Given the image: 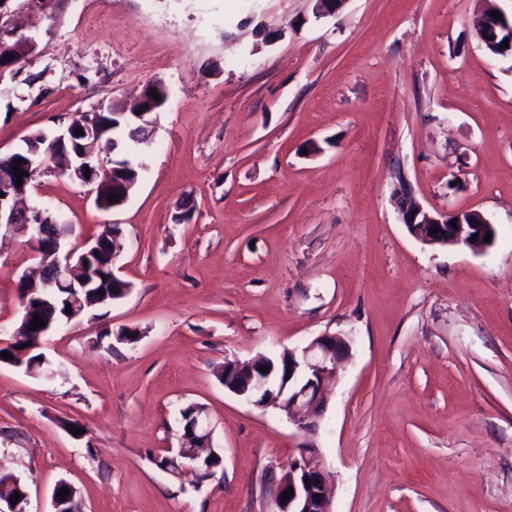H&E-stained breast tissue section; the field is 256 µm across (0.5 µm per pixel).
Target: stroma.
Segmentation results:
<instances>
[{"label": "stroma", "mask_w": 512, "mask_h": 512, "mask_svg": "<svg viewBox=\"0 0 512 512\" xmlns=\"http://www.w3.org/2000/svg\"><path fill=\"white\" fill-rule=\"evenodd\" d=\"M479 0H65L21 75L0 81V154L142 88L168 91L132 153L127 203L35 177L29 206L80 246L123 229L130 292L60 326L45 380L0 364V472L49 512L59 481L86 512H265L304 442L288 417L224 389V360L341 334L351 353L313 441L333 512H512V56L489 54ZM481 212L483 252L428 246L401 221ZM0 227V339L33 270ZM139 329L108 349L104 328ZM206 405L224 463L196 484L149 460ZM85 429L76 438L62 421Z\"/></svg>", "instance_id": "obj_1"}]
</instances>
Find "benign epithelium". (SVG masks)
Returning a JSON list of instances; mask_svg holds the SVG:
<instances>
[{"label": "benign epithelium", "instance_id": "benign-epithelium-1", "mask_svg": "<svg viewBox=\"0 0 512 512\" xmlns=\"http://www.w3.org/2000/svg\"><path fill=\"white\" fill-rule=\"evenodd\" d=\"M62 0H0V82L7 76H14V67L19 63L16 54L23 51L31 56L36 53L38 42L28 35L21 24V16L41 13L53 17L61 10ZM499 31L512 35V16L502 14L497 20L494 16H481L477 36L485 46L494 44L488 39L489 34ZM81 136L99 143L104 132L89 123L68 125L52 140V146L63 144L76 138V131ZM95 177L91 181L84 178L77 182L90 187L95 193V201L105 209L122 207L129 196L133 183L116 177L113 170L101 164L89 167ZM11 181L7 174L0 172V226L17 234L28 237L33 247L34 258L38 260L41 272L43 292L38 299L49 302L59 287H84V282L77 279L80 271L94 276L93 268L82 267L78 256H90L100 251L98 244L87 243L83 249L72 245L67 238L56 236L47 247L42 238L46 228L34 221L37 209L21 205L23 198L32 187V180L25 181L24 192L15 199H10L6 191L10 190ZM105 187L112 188V193L119 196V201L109 202L101 195ZM403 202L400 208L402 223L408 232L418 241L430 246L465 245L471 249L487 246L484 242L488 233H495L493 224L476 210L439 212L429 211L418 203L411 190L401 189ZM457 221V227L451 222ZM438 229L434 235L430 230ZM478 237H473V234ZM351 351V341L339 334H323L304 345L288 348L280 355L283 369L277 379H272L273 370L257 373L251 372L246 385L241 386L235 379V373L224 374V389L244 398L261 409H277L286 414L297 430L309 435L318 431L329 400L327 384L336 375L337 365L347 358ZM181 442L194 441V452L186 459L195 465L205 450L212 448V428L208 414L192 415L188 420H179ZM292 489L293 494L287 501H282L283 492ZM276 506L274 512H333L332 500L327 491L324 476V459L311 442H305L297 448V455L288 463L285 474L277 481L273 493Z\"/></svg>", "mask_w": 512, "mask_h": 512}]
</instances>
